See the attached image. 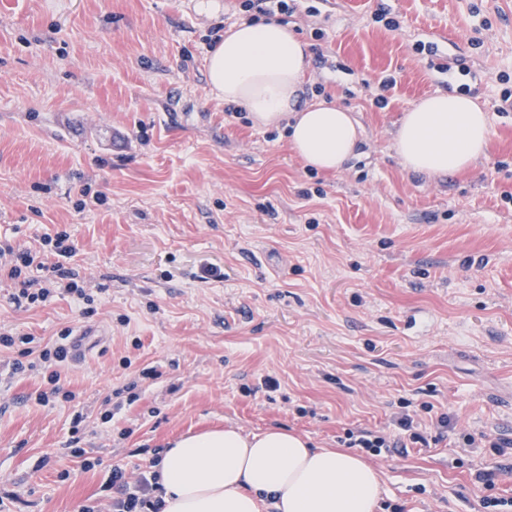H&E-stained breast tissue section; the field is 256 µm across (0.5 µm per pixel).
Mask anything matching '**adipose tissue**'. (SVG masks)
<instances>
[{"label":"adipose tissue","mask_w":512,"mask_h":512,"mask_svg":"<svg viewBox=\"0 0 512 512\" xmlns=\"http://www.w3.org/2000/svg\"><path fill=\"white\" fill-rule=\"evenodd\" d=\"M312 64L306 42L286 24L241 22L210 50L209 84L226 105L258 126L285 129L308 167L342 170L357 154L362 127L348 109L301 104ZM488 116L472 97L439 94L406 112L395 139L403 168L437 177L472 167L488 153ZM161 512H375L379 470L349 448H317L284 428L236 427L183 437L158 467Z\"/></svg>","instance_id":"obj_1"}]
</instances>
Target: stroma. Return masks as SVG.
I'll list each match as a JSON object with an SVG mask.
<instances>
[{"label": "stroma", "mask_w": 512, "mask_h": 512, "mask_svg": "<svg viewBox=\"0 0 512 512\" xmlns=\"http://www.w3.org/2000/svg\"><path fill=\"white\" fill-rule=\"evenodd\" d=\"M215 2L0 0V238L68 232L95 308L19 304L0 283V333L83 336L55 385L6 376L18 351L0 348V512H84L112 467L147 470L187 434L283 426L343 448L351 431L401 438L403 410L430 444L367 456L377 512H481L484 468L512 496L511 455L461 448L512 439V0H298L306 99L363 128L339 173L226 112L206 38L246 15ZM453 91L487 112V157L405 171L402 116ZM427 402L452 417L444 439Z\"/></svg>", "instance_id": "35a3bbf8"}]
</instances>
